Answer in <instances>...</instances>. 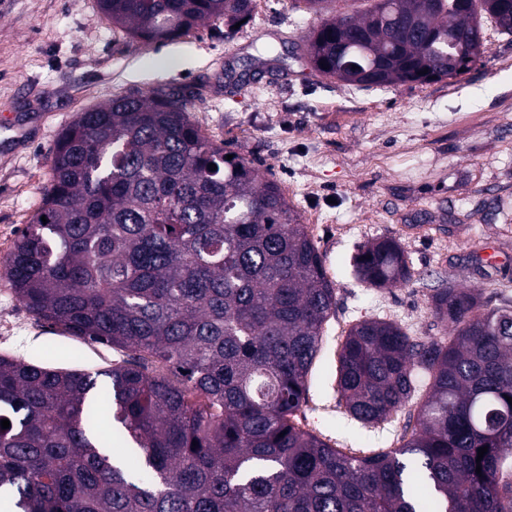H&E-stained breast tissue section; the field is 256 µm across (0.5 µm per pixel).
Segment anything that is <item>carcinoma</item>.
Instances as JSON below:
<instances>
[{
    "label": "carcinoma",
    "mask_w": 512,
    "mask_h": 512,
    "mask_svg": "<svg viewBox=\"0 0 512 512\" xmlns=\"http://www.w3.org/2000/svg\"><path fill=\"white\" fill-rule=\"evenodd\" d=\"M253 2L98 0L146 43L231 31ZM367 3L305 35L320 75L441 81L479 60L483 19L512 34V0ZM187 104L163 85L114 96L56 140L6 274L37 319L125 357L95 373L0 357V497L15 512H512V305L443 280L431 311L449 335L350 327L336 381L353 419L383 424L425 384L401 447L358 455L302 429L335 288L278 183L226 159ZM352 267L376 289L412 277L393 239ZM114 436L136 466L106 452Z\"/></svg>",
    "instance_id": "obj_1"
}]
</instances>
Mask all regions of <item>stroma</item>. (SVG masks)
<instances>
[{
    "instance_id": "obj_1",
    "label": "stroma",
    "mask_w": 512,
    "mask_h": 512,
    "mask_svg": "<svg viewBox=\"0 0 512 512\" xmlns=\"http://www.w3.org/2000/svg\"><path fill=\"white\" fill-rule=\"evenodd\" d=\"M319 15L293 0H255L232 36L217 22L164 44L113 27L97 0H0V113L26 114L24 141L0 152V264L41 204L58 133L84 109L163 84L186 92L192 119L276 180L324 256L336 311L309 375L301 428L331 446L397 448L407 421L367 427L338 404V353L363 318L410 336H444L430 308L444 277L492 306L512 302V35L484 22L483 54L456 77L360 88L320 76L300 38ZM269 47L264 75L232 86ZM409 258L410 283L377 290L347 264L380 238ZM0 356L56 368L103 369L117 359L36 320L0 276Z\"/></svg>"
}]
</instances>
